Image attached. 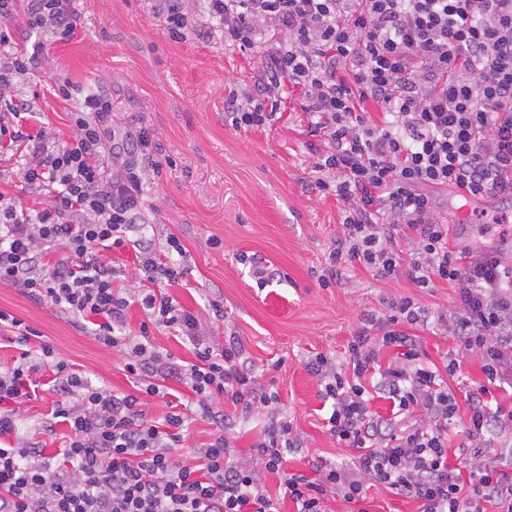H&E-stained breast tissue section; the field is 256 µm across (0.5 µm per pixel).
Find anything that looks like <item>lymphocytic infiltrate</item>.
I'll use <instances>...</instances> for the list:
<instances>
[{
    "label": "lymphocytic infiltrate",
    "instance_id": "f902f5d3",
    "mask_svg": "<svg viewBox=\"0 0 512 512\" xmlns=\"http://www.w3.org/2000/svg\"><path fill=\"white\" fill-rule=\"evenodd\" d=\"M152 10L172 41L217 32L225 45L257 53L253 93L225 103L233 127L264 126L284 87L298 89L315 187L344 204L323 284L348 262L384 278L406 270L422 289L452 284L458 300L440 316L442 331L486 378L459 406L448 384L459 359L420 361L410 329L424 310L404 297L388 317L364 316L342 361L318 354L306 363L330 404V434L357 451L352 467L285 470L298 439L284 417L253 445L295 512H325L330 492L358 504L375 486L416 501L417 512H512V462L503 459L512 408L487 398L490 383L512 388V264L491 250L451 249L434 196L451 187L462 199L512 198V0H153ZM19 11L28 29L56 42L77 27L71 0H0V145L15 154L20 182L44 197L32 209L0 193V284L87 327L122 356L135 390L93 385L50 346L32 348L35 329L0 310V331L19 351L12 367L0 368V437L15 439L0 447V512H279L217 407L223 399L245 414L273 410L279 394L238 341H218L167 294L187 275L180 239L168 236L160 250L142 235L145 176L163 167L151 132H110L111 93L67 80L54 91L77 103L71 139L28 128L31 103L17 81L38 67L43 46L17 42L10 23ZM271 31L279 41L268 39ZM371 103L382 122L373 121ZM128 244L138 252L140 286L123 293L113 283L124 271L105 253ZM134 304L146 317L135 334L125 328ZM155 325L179 330L195 362L149 346ZM385 347L397 357L383 368ZM46 368L56 398L39 431L69 427L56 464L20 434L33 376ZM174 382L193 401L163 421L149 418L148 398L169 396ZM377 398L389 401L388 415L373 410ZM196 416L217 429L189 466L183 456ZM452 429L463 436L455 446Z\"/></svg>",
    "mask_w": 512,
    "mask_h": 512
}]
</instances>
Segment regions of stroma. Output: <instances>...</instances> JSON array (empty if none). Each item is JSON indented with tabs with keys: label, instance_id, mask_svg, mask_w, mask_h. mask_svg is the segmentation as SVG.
I'll list each match as a JSON object with an SVG mask.
<instances>
[{
	"label": "stroma",
	"instance_id": "stroma-1",
	"mask_svg": "<svg viewBox=\"0 0 512 512\" xmlns=\"http://www.w3.org/2000/svg\"><path fill=\"white\" fill-rule=\"evenodd\" d=\"M77 17L74 38L44 41L27 30L23 15L11 23L20 44L41 42L45 52L30 76L39 96L31 126L53 127L70 138L74 101L57 97L55 79L112 94V126L121 131H151L169 163L145 186L147 234L156 243L179 237L187 250L189 272L169 294L202 324L221 308L232 333L252 360L266 366L274 381L279 410L302 442L286 468L304 472L312 460L345 464L354 449L330 435L320 387L305 369L311 356L341 358L366 314L386 315L391 299L407 296L437 315L454 305L445 282L416 288L405 273L384 279L356 264H346L336 283L322 286L326 258L342 233L343 205L315 190L313 158L306 144L308 116L287 97L262 128L234 129L224 110L227 99L244 98L254 87L259 60L247 49L229 48L214 36L171 41L147 0H72ZM447 222L451 248L490 247L512 262V199L486 198V218L458 223L460 199L436 198ZM221 247H212V239ZM264 259L274 272L265 287L250 275L249 257ZM0 310L42 335L61 358L87 372L94 383L129 393L133 384L120 357L77 328L63 313L32 302L0 285ZM39 376V388L26 406L22 431L42 442L46 456L64 444L65 428L41 436L38 425L55 396Z\"/></svg>",
	"mask_w": 512,
	"mask_h": 512
}]
</instances>
